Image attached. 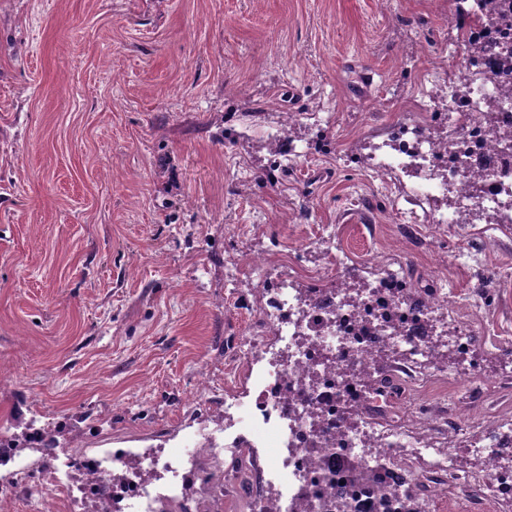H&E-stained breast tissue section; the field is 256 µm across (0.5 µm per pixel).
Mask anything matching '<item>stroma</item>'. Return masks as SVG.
I'll list each match as a JSON object with an SVG mask.
<instances>
[{
	"mask_svg": "<svg viewBox=\"0 0 512 512\" xmlns=\"http://www.w3.org/2000/svg\"><path fill=\"white\" fill-rule=\"evenodd\" d=\"M457 29L439 0H0V424L75 428V457L174 453L254 396L233 346L254 288L225 257L273 252L313 285L334 225L345 261L479 294L482 336H512V229L417 220L416 187L373 149L430 99ZM329 149L271 181L283 112ZM36 512L41 455L19 465Z\"/></svg>",
	"mask_w": 512,
	"mask_h": 512,
	"instance_id": "35a3bbf8",
	"label": "stroma"
}]
</instances>
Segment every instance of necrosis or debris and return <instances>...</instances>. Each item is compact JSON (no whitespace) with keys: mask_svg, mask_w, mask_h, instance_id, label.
<instances>
[{"mask_svg":"<svg viewBox=\"0 0 512 512\" xmlns=\"http://www.w3.org/2000/svg\"><path fill=\"white\" fill-rule=\"evenodd\" d=\"M478 10L476 0H448L449 20L486 52L438 72L437 82L448 87L447 111L430 112L425 124L394 126L377 169L440 181L460 209L512 224V148L494 146L482 119L494 113L499 127L512 130V100L500 96L512 86V27L478 25ZM432 124L447 127L453 150L432 145ZM227 263L248 264L257 278L255 326L238 346L255 367L253 427L260 436L251 445L288 451L271 485L253 493L251 512H326V503L339 498L346 512H512V468L500 462L512 451V422L472 417L500 377L480 376L457 402L408 395L459 377L458 363L473 361L476 352L512 354V338L486 342L475 319L451 316L447 289L413 294L385 265L367 281L354 267L328 263L318 288L303 295L286 278L268 275L266 258L248 247ZM239 448V440L213 431L194 447L145 463L158 471L176 462L192 467L199 454L234 457ZM356 468L379 472L378 486L355 483ZM75 471L83 476L77 485L68 481ZM44 480L102 512L123 502L131 512H153L158 495L178 492L172 483H140L124 455L73 458L60 448Z\"/></svg>","mask_w":512,"mask_h":512,"instance_id":"necrosis-or-debris-1","label":"necrosis or debris"}]
</instances>
